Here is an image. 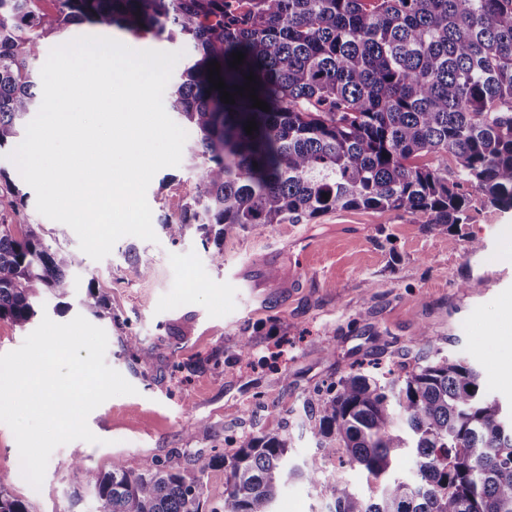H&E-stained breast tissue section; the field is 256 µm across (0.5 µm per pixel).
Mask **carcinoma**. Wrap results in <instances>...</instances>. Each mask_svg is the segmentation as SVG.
I'll return each mask as SVG.
<instances>
[{
  "mask_svg": "<svg viewBox=\"0 0 512 512\" xmlns=\"http://www.w3.org/2000/svg\"><path fill=\"white\" fill-rule=\"evenodd\" d=\"M36 2L0 0V151L38 104L31 62L43 40L87 23L190 46L165 94L196 138L199 189L162 227L174 241L195 229L218 266L228 227L364 210L458 228L478 209L512 212V0H54L52 13ZM213 61L233 104L209 82ZM250 74L267 111L235 89ZM25 198L0 169V322L19 328L45 296L73 290V257L42 225L17 234L9 223ZM79 304L112 317L93 277ZM304 410L324 456L379 482L368 499L341 479L322 485L330 512H512V412L464 358L428 356L403 375L353 371ZM288 454L283 429L175 466L137 472L114 458L94 477L97 512H202L216 467L224 502L212 512H275L289 479L319 482ZM0 512L30 509L0 486Z\"/></svg>",
  "mask_w": 512,
  "mask_h": 512,
  "instance_id": "carcinoma-1",
  "label": "carcinoma"
}]
</instances>
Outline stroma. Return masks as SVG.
Wrapping results in <instances>:
<instances>
[{"label": "stroma", "instance_id": "1", "mask_svg": "<svg viewBox=\"0 0 512 512\" xmlns=\"http://www.w3.org/2000/svg\"><path fill=\"white\" fill-rule=\"evenodd\" d=\"M186 140L179 166L159 170L147 189L149 242L120 238L109 256L92 260L75 232L36 209L17 166L0 154L27 195L16 224H40L75 259L76 283L96 279L112 303L105 359L135 389L111 398L88 417L98 443L56 448L41 488L19 475L11 429L0 423V485L25 498L32 512H96L84 480L72 471L107 470L112 459L141 470L155 462H182L195 452L218 454L228 437L246 438L284 428L289 455L313 468L321 483L343 476L363 496L376 482L359 470H339L317 450L303 409L305 395L347 375L353 366L397 367L433 352L462 356L479 369L486 391L512 405V213L478 212L461 228L431 229L395 212L337 210L310 224H271L224 233V264L215 266L194 232L171 240L161 227L195 195ZM484 243L472 252L471 239ZM135 251L144 276L127 260ZM275 267L277 279L264 277ZM431 337L416 344L420 327ZM249 331L253 356L238 361L239 336ZM135 341L149 365L133 361ZM332 353H325V346ZM206 431H199L198 422ZM319 486L290 481L275 512H328Z\"/></svg>", "mask_w": 512, "mask_h": 512}]
</instances>
